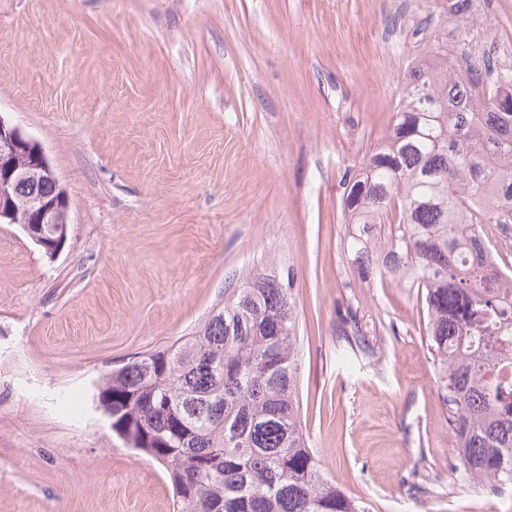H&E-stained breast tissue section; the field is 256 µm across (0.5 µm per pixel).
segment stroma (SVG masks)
<instances>
[{
	"mask_svg": "<svg viewBox=\"0 0 512 512\" xmlns=\"http://www.w3.org/2000/svg\"><path fill=\"white\" fill-rule=\"evenodd\" d=\"M511 33L512 0H0V116L41 145L70 219L52 259L0 224V512H173L101 376L272 267L297 275L303 420L330 476L369 512H512V487L457 482L422 305L361 283L341 207L415 60L444 46L460 72ZM351 305L374 358L340 357Z\"/></svg>",
	"mask_w": 512,
	"mask_h": 512,
	"instance_id": "35a3bbf8",
	"label": "stroma"
}]
</instances>
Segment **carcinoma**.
Instances as JSON below:
<instances>
[{
  "label": "carcinoma",
  "mask_w": 512,
  "mask_h": 512,
  "mask_svg": "<svg viewBox=\"0 0 512 512\" xmlns=\"http://www.w3.org/2000/svg\"><path fill=\"white\" fill-rule=\"evenodd\" d=\"M344 250L361 281L421 294L459 479L512 486V279L487 227L512 235V70L410 69L386 135L343 182ZM293 270L256 272L188 336L105 375L99 405L161 463L176 512H365L328 476L302 420ZM345 358L375 354L357 310Z\"/></svg>",
  "instance_id": "obj_1"
}]
</instances>
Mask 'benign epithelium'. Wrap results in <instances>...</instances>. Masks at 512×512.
I'll return each instance as SVG.
<instances>
[{
	"label": "benign epithelium",
	"mask_w": 512,
	"mask_h": 512,
	"mask_svg": "<svg viewBox=\"0 0 512 512\" xmlns=\"http://www.w3.org/2000/svg\"><path fill=\"white\" fill-rule=\"evenodd\" d=\"M50 183L54 192L43 196L39 185ZM0 223L19 224L48 255L69 233L65 190L39 144L0 116Z\"/></svg>",
	"instance_id": "1"
}]
</instances>
